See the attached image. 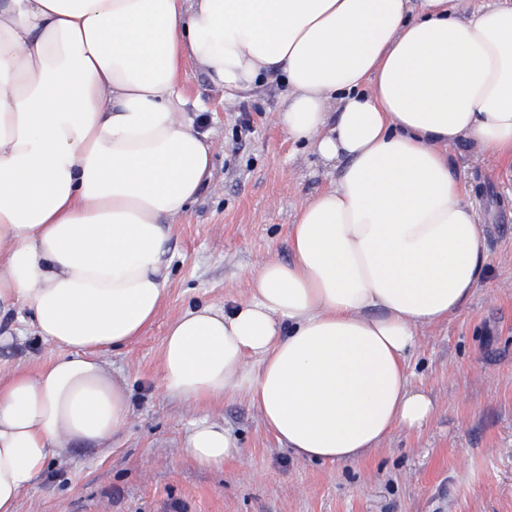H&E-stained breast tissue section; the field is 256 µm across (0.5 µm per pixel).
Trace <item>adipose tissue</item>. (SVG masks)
<instances>
[{"label": "adipose tissue", "instance_id": "1", "mask_svg": "<svg viewBox=\"0 0 512 512\" xmlns=\"http://www.w3.org/2000/svg\"><path fill=\"white\" fill-rule=\"evenodd\" d=\"M188 61L228 98L281 77V127L339 175L302 202L290 261L261 263L246 300L170 323L165 394L245 395L277 443L323 464L361 462L435 414L408 356L486 272L448 152L469 141L512 165V6L0 0V346L32 331L61 351L0 371V512L49 460L109 448L130 415L105 356L164 304L170 222L211 169L178 108ZM183 451L204 467L240 454L207 418Z\"/></svg>", "mask_w": 512, "mask_h": 512}]
</instances>
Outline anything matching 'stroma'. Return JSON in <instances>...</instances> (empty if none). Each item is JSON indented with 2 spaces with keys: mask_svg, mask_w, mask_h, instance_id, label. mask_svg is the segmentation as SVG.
<instances>
[{
  "mask_svg": "<svg viewBox=\"0 0 512 512\" xmlns=\"http://www.w3.org/2000/svg\"><path fill=\"white\" fill-rule=\"evenodd\" d=\"M180 90L184 115L207 133L213 166L187 213L173 221L165 306L143 333L106 359L131 393L125 427L103 451L50 462L18 512H512V179L450 150L474 191L489 274L467 308L423 332L408 377L436 411L422 432L398 431L356 464L303 462L267 433L245 396L204 409L166 396L160 356L168 325L188 306L248 296L265 260H289L288 229L304 197L335 180L308 145L276 121L286 87L271 79L225 105L193 64ZM37 336L0 350V367L58 356ZM223 422L241 460L204 468L181 448L201 417Z\"/></svg>",
  "mask_w": 512,
  "mask_h": 512,
  "instance_id": "obj_1",
  "label": "stroma"
}]
</instances>
